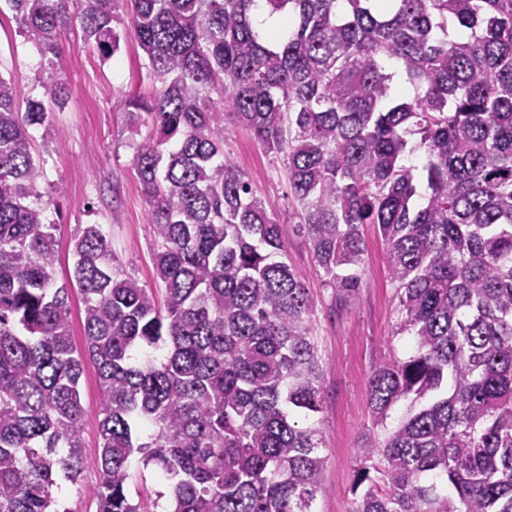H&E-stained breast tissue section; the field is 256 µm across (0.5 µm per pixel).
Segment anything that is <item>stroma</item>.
<instances>
[{
  "instance_id": "obj_1",
  "label": "stroma",
  "mask_w": 512,
  "mask_h": 512,
  "mask_svg": "<svg viewBox=\"0 0 512 512\" xmlns=\"http://www.w3.org/2000/svg\"><path fill=\"white\" fill-rule=\"evenodd\" d=\"M59 44L60 78L68 96L53 114L58 133L49 137L39 129L32 132L43 169L40 186L50 200L45 221L56 227V276L65 279L73 270V240L80 225L100 224L123 270L140 284L154 287L155 237L133 165L135 137L121 105L129 94L153 96L147 58L130 36L114 57L103 60L95 48L84 45L76 23L61 31ZM0 74L13 79L24 99L43 97L50 86L41 55L24 41L17 20L6 9L0 11ZM224 152L280 224L288 262L312 290V335L323 358L326 401L322 426L326 466L314 509L351 512L358 447L373 424L367 403L372 368L382 359H403L413 352L411 337L395 332L402 311L388 274L385 243L373 225H364L365 263L357 288H332L314 264L307 240L296 231L282 160L266 152L252 131L231 115L224 119ZM79 390L85 410L83 472L77 483H62L58 512H96L93 490L100 482L101 389L93 363H86Z\"/></svg>"
}]
</instances>
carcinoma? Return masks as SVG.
<instances>
[{
    "mask_svg": "<svg viewBox=\"0 0 512 512\" xmlns=\"http://www.w3.org/2000/svg\"><path fill=\"white\" fill-rule=\"evenodd\" d=\"M130 32L154 97L133 164L162 293L79 229L56 284V225L29 129L0 75V512H52L84 463L79 383L102 390L97 512H147L131 456L172 488L168 512H315L323 366L313 296L280 225L224 154V116L283 160L297 230L341 290L375 225L414 353L380 361L352 512H512V0H5L51 74L77 21L107 60ZM284 18L261 30L260 13ZM396 64L413 88L400 96ZM84 304V348L68 290ZM418 408L387 426L394 407ZM69 299L71 307V332L73 340L78 348H82L84 342L82 329L84 305L82 302V297L80 292L75 289L70 292Z\"/></svg>",
    "mask_w": 512,
    "mask_h": 512,
    "instance_id": "carcinoma-1",
    "label": "carcinoma"
}]
</instances>
